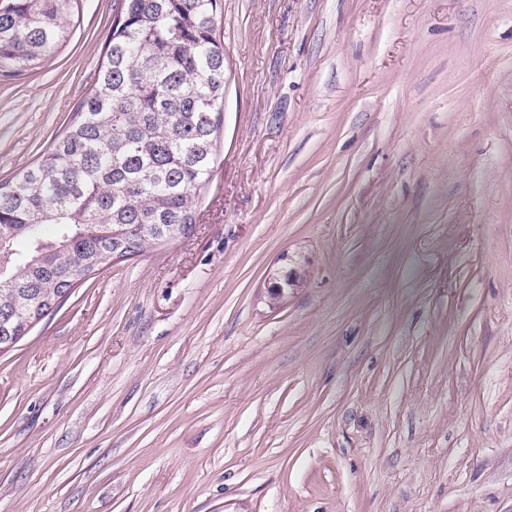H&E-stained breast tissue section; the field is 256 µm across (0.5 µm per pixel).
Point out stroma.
I'll use <instances>...</instances> for the list:
<instances>
[{
    "mask_svg": "<svg viewBox=\"0 0 512 512\" xmlns=\"http://www.w3.org/2000/svg\"><path fill=\"white\" fill-rule=\"evenodd\" d=\"M113 4L0 71V182ZM217 37L192 232L0 353V512H512V0H223Z\"/></svg>",
    "mask_w": 512,
    "mask_h": 512,
    "instance_id": "35a3bbf8",
    "label": "stroma"
}]
</instances>
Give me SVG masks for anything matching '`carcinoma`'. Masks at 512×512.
I'll use <instances>...</instances> for the list:
<instances>
[{"label":"carcinoma","mask_w":512,"mask_h":512,"mask_svg":"<svg viewBox=\"0 0 512 512\" xmlns=\"http://www.w3.org/2000/svg\"><path fill=\"white\" fill-rule=\"evenodd\" d=\"M222 0H124L91 91L66 132L0 185L12 250L0 310H24L108 263L118 237L140 254L195 223L224 107ZM76 0L0 11V69L26 71L66 42Z\"/></svg>","instance_id":"cac0c4a2"}]
</instances>
